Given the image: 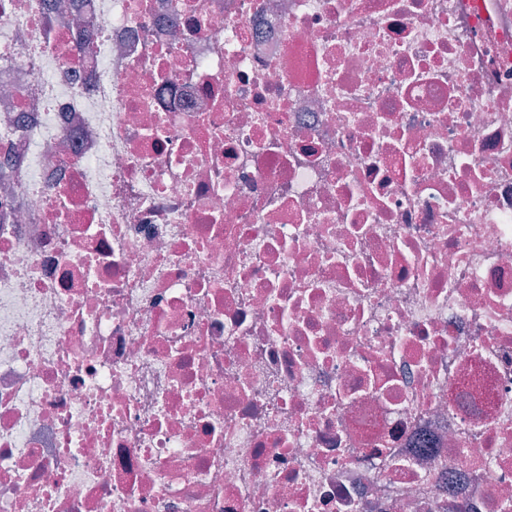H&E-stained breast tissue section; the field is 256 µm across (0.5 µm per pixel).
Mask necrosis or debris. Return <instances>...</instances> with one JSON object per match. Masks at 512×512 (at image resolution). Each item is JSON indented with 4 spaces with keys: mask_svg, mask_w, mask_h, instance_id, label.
I'll return each mask as SVG.
<instances>
[{
    "mask_svg": "<svg viewBox=\"0 0 512 512\" xmlns=\"http://www.w3.org/2000/svg\"><path fill=\"white\" fill-rule=\"evenodd\" d=\"M0 0V512H512V0Z\"/></svg>",
    "mask_w": 512,
    "mask_h": 512,
    "instance_id": "1",
    "label": "necrosis or debris"
}]
</instances>
